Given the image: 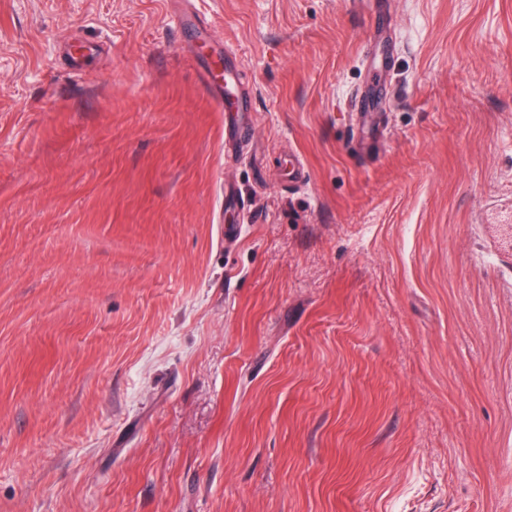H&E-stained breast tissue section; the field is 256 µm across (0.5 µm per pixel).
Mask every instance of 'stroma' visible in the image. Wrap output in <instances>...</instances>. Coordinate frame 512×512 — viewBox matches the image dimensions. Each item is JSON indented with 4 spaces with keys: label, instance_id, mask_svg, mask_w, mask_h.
Returning <instances> with one entry per match:
<instances>
[{
    "label": "stroma",
    "instance_id": "35a3bbf8",
    "mask_svg": "<svg viewBox=\"0 0 512 512\" xmlns=\"http://www.w3.org/2000/svg\"><path fill=\"white\" fill-rule=\"evenodd\" d=\"M511 222L512 0H0V512H512ZM220 76L223 86L215 80L211 69L205 71L202 79L210 90L217 95L218 103L221 106L224 105V112H229V118L224 122V148L229 153L239 143L241 130L247 124L249 117L248 95L234 93V87L237 88V71L225 56L224 70ZM226 93H231L232 99H228Z\"/></svg>",
    "mask_w": 512,
    "mask_h": 512
}]
</instances>
